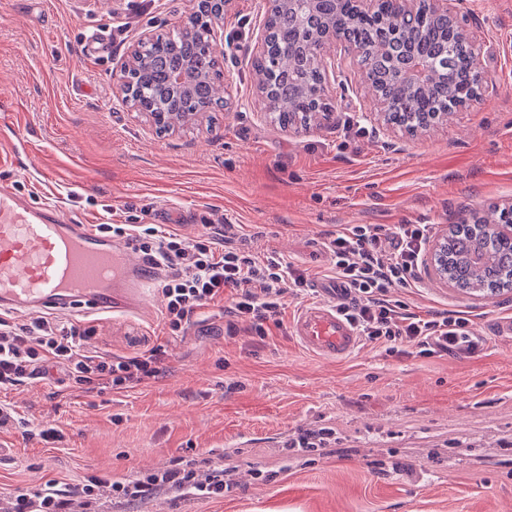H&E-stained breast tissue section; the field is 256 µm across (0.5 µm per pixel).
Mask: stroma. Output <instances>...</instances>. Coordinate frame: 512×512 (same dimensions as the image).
Listing matches in <instances>:
<instances>
[{
  "mask_svg": "<svg viewBox=\"0 0 512 512\" xmlns=\"http://www.w3.org/2000/svg\"><path fill=\"white\" fill-rule=\"evenodd\" d=\"M193 0H0V143L21 136L33 165L9 172L15 189L60 206L76 224H160L197 236L231 225L258 257L275 252L307 278H330L325 244L352 224H429L512 201V0H466L469 28L494 50L482 99L412 136L388 127L344 43L322 56L331 122L277 127L256 95L253 55L264 0L224 15L223 111L161 133L115 98L114 73L141 34L173 30ZM111 53L85 57L93 30ZM409 311L469 320L473 354L423 356L359 344L324 360L291 336L312 294H285L266 339L227 331L220 303L181 336L161 307L101 315L87 350L126 354L164 345L166 376L126 392L85 393L62 372L0 390L32 424L58 428L44 444L0 429V507L19 488L89 473H153L205 454L233 487L224 497L159 493L135 501L103 491L94 512H512V291L458 293L419 269L393 289ZM335 430L329 447L290 448L301 429Z\"/></svg>",
  "mask_w": 512,
  "mask_h": 512,
  "instance_id": "obj_1",
  "label": "stroma"
}]
</instances>
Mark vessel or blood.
<instances>
[{
  "instance_id": "1",
  "label": "vessel or blood",
  "mask_w": 512,
  "mask_h": 512,
  "mask_svg": "<svg viewBox=\"0 0 512 512\" xmlns=\"http://www.w3.org/2000/svg\"><path fill=\"white\" fill-rule=\"evenodd\" d=\"M156 267L128 259L88 224H70L62 210L37 206L0 180V311L136 312L152 299ZM314 301L290 320L297 343L311 354L341 360L358 347L354 325L337 305L350 300L344 284L313 280Z\"/></svg>"
}]
</instances>
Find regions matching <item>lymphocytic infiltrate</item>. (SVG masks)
I'll use <instances>...</instances> for the list:
<instances>
[{
    "instance_id": "lymphocytic-infiltrate-1",
    "label": "lymphocytic infiltrate",
    "mask_w": 512,
    "mask_h": 512,
    "mask_svg": "<svg viewBox=\"0 0 512 512\" xmlns=\"http://www.w3.org/2000/svg\"><path fill=\"white\" fill-rule=\"evenodd\" d=\"M97 230L127 239L163 272L164 326L172 336L184 333L198 309L226 299L235 323L249 325L259 338H266L267 323L280 314V296L289 289L303 291L307 284L305 274L284 258L254 257L222 232L188 239L157 224H101ZM430 232L427 224H400L388 235L376 226L354 224L337 233L326 247L334 257L336 278L353 292L339 310L364 342L393 351L413 347L426 355L476 352L482 341L470 335L467 319L424 318L404 312L400 301L387 297L389 288L416 283ZM387 245L392 251L385 261L380 254ZM94 333V326L82 322L41 316L19 324L0 315V389L19 385L51 366L63 369L69 380L88 391H122L164 376L162 347L130 355L89 354L82 343ZM205 465V460L196 459L182 468L112 484L90 476L79 490L91 500L105 485L126 500L163 490L198 498L223 496V475L206 473ZM9 505V512H71V491L54 483L37 490L19 489Z\"/></svg>"
}]
</instances>
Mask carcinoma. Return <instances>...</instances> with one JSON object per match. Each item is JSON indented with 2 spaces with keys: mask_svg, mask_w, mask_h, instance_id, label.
Masks as SVG:
<instances>
[{
  "mask_svg": "<svg viewBox=\"0 0 512 512\" xmlns=\"http://www.w3.org/2000/svg\"><path fill=\"white\" fill-rule=\"evenodd\" d=\"M330 27L362 50L361 65L390 96L385 119L414 135L428 129L442 113L458 105L456 91L475 85L472 49L448 28V22L422 12H401L398 0H385L377 15H360L354 0H336V10L325 4L285 8L275 17L266 54L253 65L255 77L272 95V121L283 128L308 127L314 113L327 110L318 94L323 73L304 37L322 35ZM161 45L147 63L132 74L138 111L158 108L155 93L166 85L183 60L191 59L201 79L193 97L215 111L224 107V87L217 57L179 31L158 37ZM418 60L427 68L425 85L407 91L400 85L405 64ZM193 106L168 108L164 126L193 123ZM448 284L459 292L497 295L512 287V238L498 234L491 224L461 222L448 232Z\"/></svg>",
  "mask_w": 512,
  "mask_h": 512,
  "instance_id": "1",
  "label": "carcinoma"
}]
</instances>
